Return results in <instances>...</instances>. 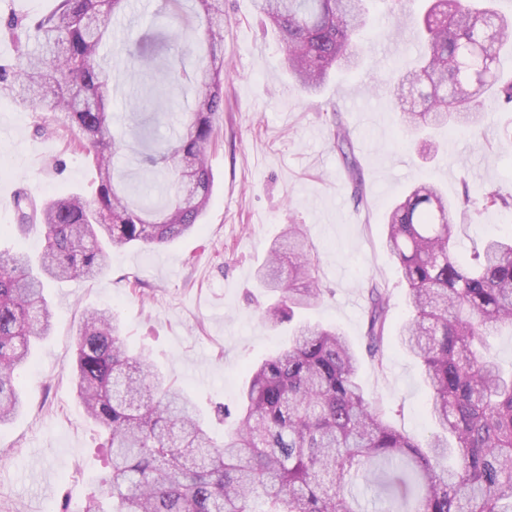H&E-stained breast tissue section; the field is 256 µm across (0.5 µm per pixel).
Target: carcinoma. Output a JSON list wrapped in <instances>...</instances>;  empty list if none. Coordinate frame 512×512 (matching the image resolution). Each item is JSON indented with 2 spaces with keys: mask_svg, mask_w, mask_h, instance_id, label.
<instances>
[{
  "mask_svg": "<svg viewBox=\"0 0 512 512\" xmlns=\"http://www.w3.org/2000/svg\"><path fill=\"white\" fill-rule=\"evenodd\" d=\"M155 16L180 38L192 23L198 63L167 66L170 89L187 105L181 132L152 144L138 164L169 180L157 208L125 191L118 160L124 136L112 122L119 91L100 55L112 20L129 0H56L28 23L12 19L33 48L0 64V97L22 108L61 112L76 128L98 174L96 197L69 193L36 203L17 200V227L38 226L37 259L0 250V426L23 407L16 374L31 346L52 325L44 291L50 281L92 279L106 268L107 248L171 242L192 232L209 205L207 154L224 112V0H157ZM417 19L419 56L394 75V104L407 134L450 127L481 133L489 97L512 106V82L501 81L500 54L512 43V16L492 0H427ZM284 45V65L309 93L332 69L357 66L359 35L370 23L369 0H255ZM128 51L136 72L158 70V54ZM334 116L332 136L356 204L363 173L350 130ZM463 212L512 209V195L493 187L465 193ZM454 204L433 184L413 187L393 207L385 246L407 286L411 315L400 341L418 359L431 391L437 428L424 445L387 419L358 381L368 356L383 366L391 293L368 288L364 351L333 327L298 326L288 344L250 368L234 422L218 441L198 406L142 352L127 348L112 311L82 316L72 383L83 412L109 436L111 469L86 512H364L355 484L372 485L380 512H512V371L489 356L485 338L512 329V238H489L479 251H455ZM312 244L290 224L257 271L260 285L281 292L267 323L291 322L322 295Z\"/></svg>",
  "mask_w": 512,
  "mask_h": 512,
  "instance_id": "carcinoma-1",
  "label": "carcinoma"
}]
</instances>
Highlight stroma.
I'll use <instances>...</instances> for the list:
<instances>
[{
    "label": "stroma",
    "instance_id": "stroma-1",
    "mask_svg": "<svg viewBox=\"0 0 512 512\" xmlns=\"http://www.w3.org/2000/svg\"><path fill=\"white\" fill-rule=\"evenodd\" d=\"M128 14L112 24L103 54L127 89L155 73L132 72L117 45L155 34V0H130ZM53 0H0V56L17 46L9 18L50 10ZM366 63L333 71L319 95H308L283 70L284 51L258 17L254 0H224V112L209 150L212 195L198 231L161 246H129L109 253L107 269L93 281L52 282V329L18 372L24 407L0 427V512H80L97 495L108 472L106 436L88 421L70 380L81 313L108 308L118 316L133 351L149 352L175 386L189 393L204 417L221 402L236 405L249 367L287 339L288 325L270 328L261 317L276 294L259 288L256 271L284 225H304L324 288L320 301L295 317L333 326L361 345L367 324V291L388 288L389 328L384 365L363 361L359 377L380 400L391 424L419 443L435 431L427 407L422 366L399 342L409 315L406 287L384 244L392 203L413 183L435 182L449 200L464 186H492L512 194V144L502 129L512 112L495 111L477 140L446 132L437 154L426 155L395 112L387 80L421 49L412 31L390 32L382 0L371 6ZM166 112L132 111L114 97L118 127L135 128L154 117L169 134L182 108L166 95ZM351 131L364 177L365 203L357 205L343 181L331 132L332 107ZM78 133L51 113L21 109L0 99V249L37 257L41 230L19 233L14 199L22 184L35 200L71 192L94 199L98 181ZM512 235V210L467 214L457 248L467 254L489 238Z\"/></svg>",
    "mask_w": 512,
    "mask_h": 512
}]
</instances>
